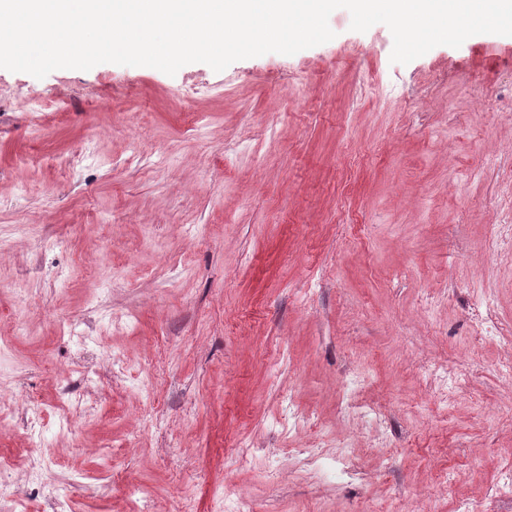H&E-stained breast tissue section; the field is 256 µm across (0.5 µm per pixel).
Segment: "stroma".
Listing matches in <instances>:
<instances>
[{"label": "stroma", "instance_id": "35a3bbf8", "mask_svg": "<svg viewBox=\"0 0 512 512\" xmlns=\"http://www.w3.org/2000/svg\"><path fill=\"white\" fill-rule=\"evenodd\" d=\"M329 25L220 72L0 68V457L42 463L69 512H456L512 465V424L488 416L512 402L507 339L471 318L486 294L512 330V251L485 247L512 201V36L402 65L386 25ZM428 361L469 374L449 419ZM356 371L383 427L343 409ZM288 397L328 447L353 440V478L310 477Z\"/></svg>", "mask_w": 512, "mask_h": 512}]
</instances>
